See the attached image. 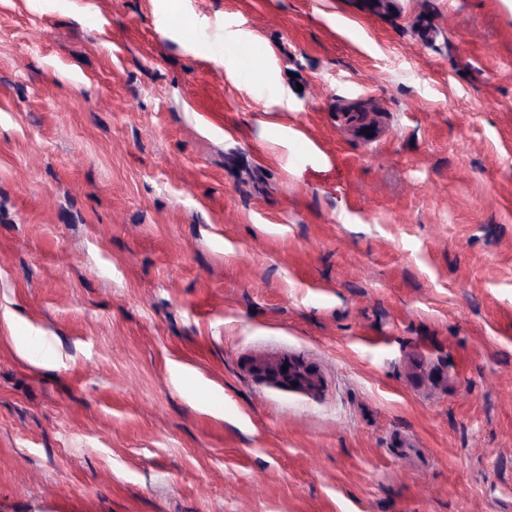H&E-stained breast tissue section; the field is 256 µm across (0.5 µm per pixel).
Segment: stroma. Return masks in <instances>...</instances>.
<instances>
[{
	"instance_id": "1",
	"label": "stroma",
	"mask_w": 512,
	"mask_h": 512,
	"mask_svg": "<svg viewBox=\"0 0 512 512\" xmlns=\"http://www.w3.org/2000/svg\"><path fill=\"white\" fill-rule=\"evenodd\" d=\"M0 512H512V0H0Z\"/></svg>"
}]
</instances>
